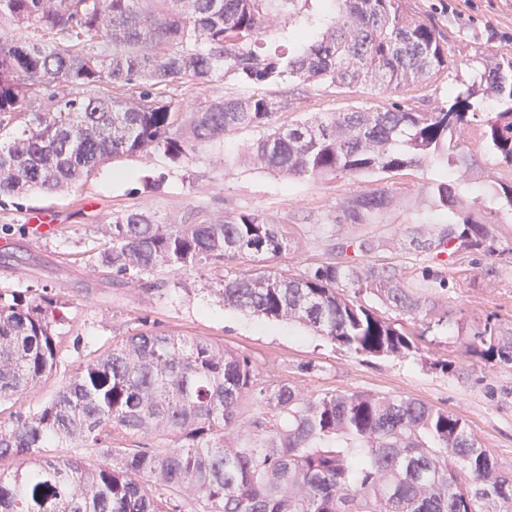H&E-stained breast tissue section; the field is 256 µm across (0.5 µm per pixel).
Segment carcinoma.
I'll list each match as a JSON object with an SVG mask.
<instances>
[{"mask_svg": "<svg viewBox=\"0 0 512 512\" xmlns=\"http://www.w3.org/2000/svg\"><path fill=\"white\" fill-rule=\"evenodd\" d=\"M0 198L54 194L101 165L162 152L174 163L230 135L252 133L249 153L285 178L395 173L456 149L467 132L512 168V55L429 111L398 98L319 119L280 121L263 93L206 98L190 109L161 89L231 78L256 88L370 86L401 93L448 72L438 30L408 19L404 0H0ZM42 108L34 97L57 85ZM125 88L116 96L113 90ZM490 94L500 111L485 118ZM455 222L415 247L453 259L496 252L497 235L438 189ZM393 204L385 188L340 205L344 223L370 224ZM288 246L282 226L252 211L191 213L158 224L127 211L96 255L113 282L151 289L156 268L222 275L224 304L294 321L370 356L411 350L405 330L359 298L371 292L416 314L420 301L391 266L354 271L330 262L293 273L270 266ZM376 240L337 243L371 253ZM56 302L0 292V512H503L512 474L500 470L457 415L406 397L328 392L305 397L258 377L250 360L203 338L141 329L80 364L43 404H15L56 369ZM466 353L512 362V331L491 316ZM259 412L229 442L243 401ZM152 435L147 447L138 438ZM130 444L115 446L118 437ZM93 449L100 460L75 455ZM192 490L191 503L183 494Z\"/></svg>", "mask_w": 512, "mask_h": 512, "instance_id": "obj_1", "label": "carcinoma"}]
</instances>
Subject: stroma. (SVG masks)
<instances>
[{"instance_id":"obj_1","label":"stroma","mask_w":512,"mask_h":512,"mask_svg":"<svg viewBox=\"0 0 512 512\" xmlns=\"http://www.w3.org/2000/svg\"><path fill=\"white\" fill-rule=\"evenodd\" d=\"M408 15L434 24L448 46L453 69L445 81L408 90L413 105L434 103L470 82L480 64L477 52L512 54V0H405ZM251 87L231 79L204 86L170 87L169 95L193 107L199 99L246 96ZM268 97L286 102L283 120L320 117L372 105L368 87L339 90L325 86L271 85ZM250 135L210 144L202 157L187 165L173 163L163 153L103 164L80 183L54 195L37 191L0 201V225L14 228L0 236V252L27 255L22 265L0 263V289L31 292L46 289L62 315L55 326L60 362L33 392L17 402L20 410L37 407L72 376L85 356L104 349L113 338L150 325L188 337L224 345L248 357L260 377L295 386L310 396L324 392L402 396L461 417L496 459L512 471V363L485 361L464 355L468 328L494 314L512 329V220L504 215L502 183L512 180V168L499 164L470 136L459 150L466 168L433 162L390 175L357 178L285 180L250 163ZM237 163L225 168V156ZM131 169L129 182L113 180L119 169ZM454 181L464 204L479 220L499 225L500 255L480 251L441 263L416 251L414 233L429 235L447 224L450 215L432 198L433 187ZM388 187L394 205L374 223L343 224L339 206L348 197ZM130 210L166 224L202 212L219 217L233 211L262 213L282 225L291 246L274 262L296 273L335 261L336 240L374 237L384 247L367 256H350L351 266L396 267L402 283L420 296L419 317L387 306L364 294V303L407 330L413 348L404 355H357L294 322L275 321L225 307L215 294L217 269L175 274L159 269L158 289L116 285L94 257L108 239L114 216ZM51 214L58 232L48 239L28 232L31 216Z\"/></svg>"}]
</instances>
